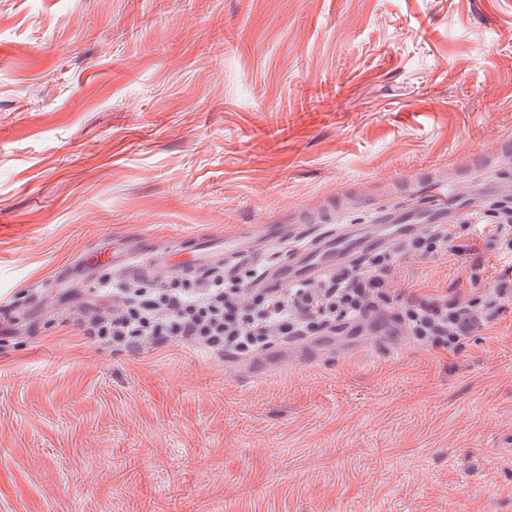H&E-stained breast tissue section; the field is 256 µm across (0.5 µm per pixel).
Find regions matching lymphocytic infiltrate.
<instances>
[{"label": "lymphocytic infiltrate", "instance_id": "lymphocytic-infiltrate-1", "mask_svg": "<svg viewBox=\"0 0 512 512\" xmlns=\"http://www.w3.org/2000/svg\"><path fill=\"white\" fill-rule=\"evenodd\" d=\"M398 251L369 258L366 268L343 271L327 288L255 291L247 281L210 277L196 287L149 286L112 291L116 308L99 327L113 344L131 347L150 340H181L216 356L265 349L275 337L312 336L339 318L381 309L386 277ZM416 335L451 344L470 335L478 316L466 302H431L409 309Z\"/></svg>", "mask_w": 512, "mask_h": 512}]
</instances>
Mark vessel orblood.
<instances>
[{
    "label": "vessel or blood",
    "mask_w": 512,
    "mask_h": 512,
    "mask_svg": "<svg viewBox=\"0 0 512 512\" xmlns=\"http://www.w3.org/2000/svg\"><path fill=\"white\" fill-rule=\"evenodd\" d=\"M458 211L457 193L440 184L418 208L384 210L368 224H244L233 237L189 235L166 250L116 240L108 261L126 277L148 282L251 266L260 271L253 289L283 291L324 282L376 251L421 236L428 225L453 222ZM275 246L284 247L283 258L267 261Z\"/></svg>",
    "instance_id": "obj_1"
}]
</instances>
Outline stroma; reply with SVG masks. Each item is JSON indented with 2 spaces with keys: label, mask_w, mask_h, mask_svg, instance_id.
I'll return each mask as SVG.
<instances>
[{
  "label": "stroma",
  "mask_w": 512,
  "mask_h": 512,
  "mask_svg": "<svg viewBox=\"0 0 512 512\" xmlns=\"http://www.w3.org/2000/svg\"><path fill=\"white\" fill-rule=\"evenodd\" d=\"M512 181V0H0V512H512V301L457 345L388 328L512 276L462 208L406 252L347 346L249 372L187 342L119 349L83 316L145 235L370 222L435 181ZM477 247L485 278L462 264Z\"/></svg>",
  "instance_id": "35a3bbf8"
}]
</instances>
